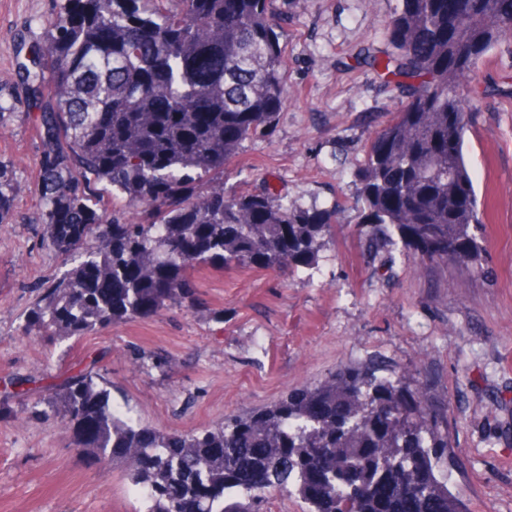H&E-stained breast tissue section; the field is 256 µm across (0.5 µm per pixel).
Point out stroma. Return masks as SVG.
Listing matches in <instances>:
<instances>
[{"label":"stroma","instance_id":"1","mask_svg":"<svg viewBox=\"0 0 512 512\" xmlns=\"http://www.w3.org/2000/svg\"><path fill=\"white\" fill-rule=\"evenodd\" d=\"M289 13L290 96L271 139L246 142L225 173L244 190L265 176L303 203H338L312 271L197 267L200 312L172 310L48 342L22 333L35 290L60 276L41 246V143L25 70L44 44L54 0H0V161L22 189L0 224V388L18 374L45 381L97 361L112 403L141 425L202 430L225 415L271 405L347 364L430 368L448 399L453 446L444 469L462 512H512V38L477 62L464 157L486 207L478 264L425 275L395 247L374 253L349 190L367 125L397 103L360 56L384 47L397 0H303ZM160 358L170 359L157 368ZM59 418L10 404L0 417V512H139L123 463H96L73 448Z\"/></svg>","mask_w":512,"mask_h":512}]
</instances>
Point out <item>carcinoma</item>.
<instances>
[{
	"label": "carcinoma",
	"instance_id": "carcinoma-1",
	"mask_svg": "<svg viewBox=\"0 0 512 512\" xmlns=\"http://www.w3.org/2000/svg\"><path fill=\"white\" fill-rule=\"evenodd\" d=\"M386 50L366 64L396 100L351 173L370 248L413 251L416 270L480 260L483 225L463 145L474 105L460 87L512 37V0H399ZM278 0H59L43 21L29 83L38 107L44 244L74 267L44 284L26 333L85 336L111 324L192 310L200 265L312 269L340 223L264 177L228 191L247 141L273 135L290 89ZM18 183L0 163V224ZM73 429L76 448L121 460L141 512H262L271 491L306 512H459L439 479L450 445L434 378L343 366L318 383L206 430L134 423L112 405L92 361L34 398Z\"/></svg>",
	"mask_w": 512,
	"mask_h": 512
}]
</instances>
